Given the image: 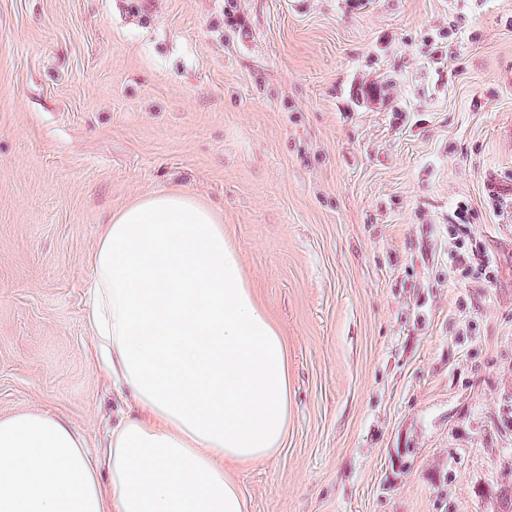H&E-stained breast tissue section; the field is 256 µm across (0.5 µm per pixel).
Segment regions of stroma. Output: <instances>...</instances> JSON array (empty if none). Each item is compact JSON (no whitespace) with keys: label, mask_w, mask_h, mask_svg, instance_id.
Listing matches in <instances>:
<instances>
[{"label":"stroma","mask_w":512,"mask_h":512,"mask_svg":"<svg viewBox=\"0 0 512 512\" xmlns=\"http://www.w3.org/2000/svg\"><path fill=\"white\" fill-rule=\"evenodd\" d=\"M214 208L288 347L248 512H512V0H0V418L88 450L112 215ZM491 275L452 271L457 203Z\"/></svg>","instance_id":"1"}]
</instances>
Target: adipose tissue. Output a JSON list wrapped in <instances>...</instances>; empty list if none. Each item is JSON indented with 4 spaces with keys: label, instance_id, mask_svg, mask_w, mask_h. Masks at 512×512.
I'll return each instance as SVG.
<instances>
[{
    "label": "adipose tissue",
    "instance_id": "1",
    "mask_svg": "<svg viewBox=\"0 0 512 512\" xmlns=\"http://www.w3.org/2000/svg\"><path fill=\"white\" fill-rule=\"evenodd\" d=\"M90 278L98 366L149 417L99 457L58 417L0 419V512H246L224 464L283 447L288 360L221 216L185 191L142 198L113 213Z\"/></svg>",
    "mask_w": 512,
    "mask_h": 512
}]
</instances>
